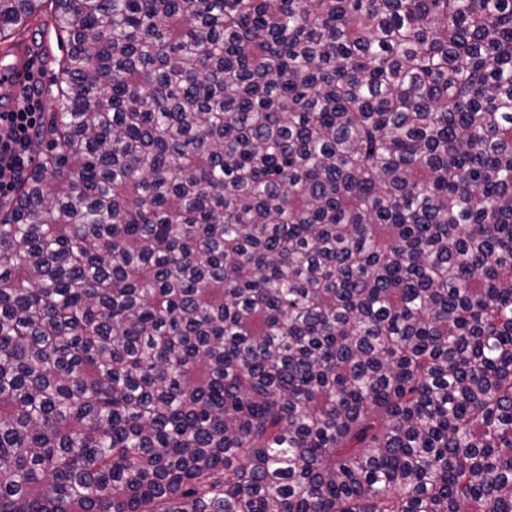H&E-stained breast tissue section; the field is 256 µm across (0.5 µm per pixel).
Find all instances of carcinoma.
<instances>
[{"label":"carcinoma","instance_id":"obj_1","mask_svg":"<svg viewBox=\"0 0 512 512\" xmlns=\"http://www.w3.org/2000/svg\"><path fill=\"white\" fill-rule=\"evenodd\" d=\"M32 30L0 512H512V0H0Z\"/></svg>","mask_w":512,"mask_h":512}]
</instances>
